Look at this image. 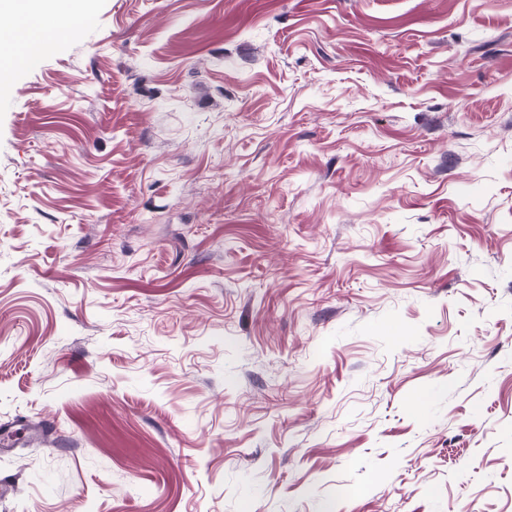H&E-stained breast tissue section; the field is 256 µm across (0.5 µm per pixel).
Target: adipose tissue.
<instances>
[{
	"instance_id": "obj_1",
	"label": "adipose tissue",
	"mask_w": 512,
	"mask_h": 512,
	"mask_svg": "<svg viewBox=\"0 0 512 512\" xmlns=\"http://www.w3.org/2000/svg\"><path fill=\"white\" fill-rule=\"evenodd\" d=\"M1 8L14 23L0 27V88L8 85L16 71L31 65L29 44L45 41L51 29L72 31L80 19L74 0H55L49 10L36 6L34 0H6Z\"/></svg>"
}]
</instances>
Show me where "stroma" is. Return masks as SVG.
<instances>
[{"label": "stroma", "instance_id": "35a3bbf8", "mask_svg": "<svg viewBox=\"0 0 512 512\" xmlns=\"http://www.w3.org/2000/svg\"><path fill=\"white\" fill-rule=\"evenodd\" d=\"M0 91V512H512V0H82Z\"/></svg>", "mask_w": 512, "mask_h": 512}]
</instances>
